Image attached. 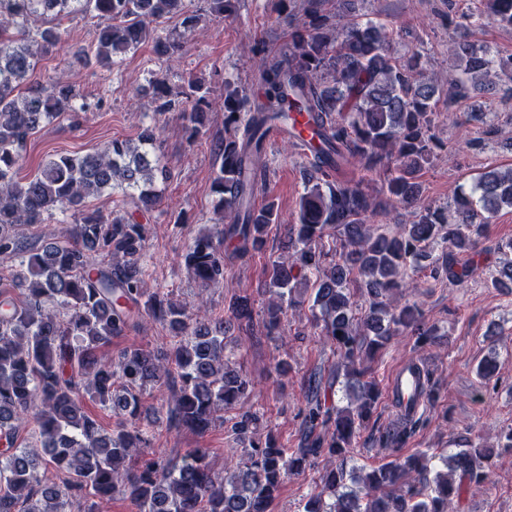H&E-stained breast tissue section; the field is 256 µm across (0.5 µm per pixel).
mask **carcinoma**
Returning a JSON list of instances; mask_svg holds the SVG:
<instances>
[{
	"label": "carcinoma",
	"instance_id": "obj_1",
	"mask_svg": "<svg viewBox=\"0 0 512 512\" xmlns=\"http://www.w3.org/2000/svg\"><path fill=\"white\" fill-rule=\"evenodd\" d=\"M207 2L216 18L238 14L240 0ZM362 2L301 0L303 18L291 28L288 52L251 42L261 94L224 88V140L212 147V191L224 224L199 232L184 264L198 282L217 285L224 281V242L239 258L263 249L269 225L279 221L274 203L256 202L270 173L267 138L306 117L313 160L302 171L288 255L265 269L271 302L263 324L268 335L281 336L299 280L316 275L311 327L344 367L349 402L327 407L316 395L307 398L303 423L312 440L293 450L271 437L255 439L257 416L238 414L231 431L246 455L219 472L204 448L167 454L150 447L161 420L202 438L223 421L220 412L254 393L224 352L231 327L253 323L251 297H233L223 316L203 303L191 318L145 280L148 228L138 216L158 207L157 183L170 179L156 152L157 128L79 156H54L34 176L18 177L39 128L66 112L76 123L89 108L74 86L52 77L30 81L38 54L62 41L55 21L77 13L97 18L92 52L110 71L149 40L160 56L175 54L182 38L153 22L178 16L187 33L201 14L185 0H0V256L18 261L0 272V512H67L117 495L136 512H269L288 476L320 458L336 465L321 472V490L302 512H448L462 494L484 486L489 449L470 441L444 459L446 471H435L425 452L399 455L405 426L390 435L391 460L365 472L348 459L379 398L367 362L400 329L420 341L435 335L417 303H397L402 273L436 246L450 255L472 249L490 218L512 208V169L481 173L469 191L454 194L450 208L426 203L419 182L441 149L432 127L437 104L491 85L493 71L512 73V55L453 37L448 53L460 73L448 83L426 73L419 53L392 55L385 27L362 17ZM486 17L512 27V0H486ZM154 88L156 111L179 113L195 142L212 111L208 88L191 80L175 91L162 78ZM353 163L368 175L384 173L380 186L337 182L335 174ZM116 193L134 210H89L91 200ZM400 210L413 221L394 232L375 224ZM58 213L73 219L61 238L38 248L17 232ZM147 319L169 330L165 355L149 346L112 352V340ZM149 388L167 390L152 408L143 401ZM87 399L118 417L111 430L87 414ZM29 426L35 449L19 442ZM42 464L65 478L42 481Z\"/></svg>",
	"mask_w": 512,
	"mask_h": 512
}]
</instances>
